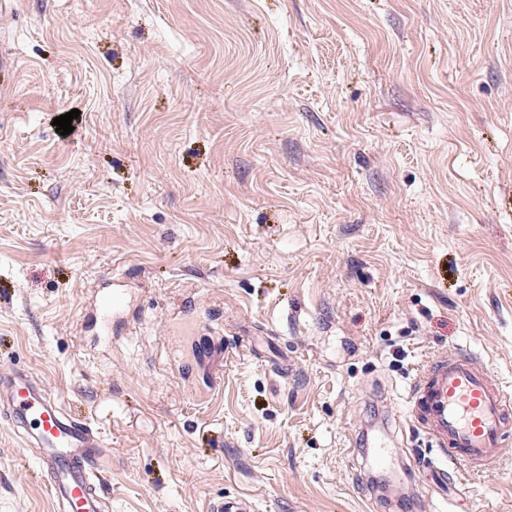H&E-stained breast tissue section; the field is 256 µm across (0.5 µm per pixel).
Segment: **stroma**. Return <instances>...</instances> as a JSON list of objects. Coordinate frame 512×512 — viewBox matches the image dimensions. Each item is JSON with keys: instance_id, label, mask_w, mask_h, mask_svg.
I'll return each mask as SVG.
<instances>
[{"instance_id": "obj_1", "label": "stroma", "mask_w": 512, "mask_h": 512, "mask_svg": "<svg viewBox=\"0 0 512 512\" xmlns=\"http://www.w3.org/2000/svg\"><path fill=\"white\" fill-rule=\"evenodd\" d=\"M455 347L512 387V0H0V375L112 512H512V454L452 505L408 466ZM35 453L0 422V512H55ZM96 322L99 331L108 333L122 331L133 324L135 302L118 289L98 290L95 293ZM1 404L3 419L14 431L23 429L37 449L38 469L59 511L105 512L109 497L94 482L103 444L91 425L22 370L0 377Z\"/></svg>"}]
</instances>
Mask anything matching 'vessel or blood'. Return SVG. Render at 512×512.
I'll use <instances>...</instances> for the list:
<instances>
[{"label": "vessel or blood", "mask_w": 512, "mask_h": 512, "mask_svg": "<svg viewBox=\"0 0 512 512\" xmlns=\"http://www.w3.org/2000/svg\"><path fill=\"white\" fill-rule=\"evenodd\" d=\"M95 311L100 332H118L132 325L135 302L121 290H100ZM405 415L431 450L413 464L434 482H447L453 466L482 472L512 453V390L472 353L429 359L412 380ZM0 417L27 433L59 512H106L107 492L94 480L102 441L85 419L22 370L0 377Z\"/></svg>", "instance_id": "1"}]
</instances>
